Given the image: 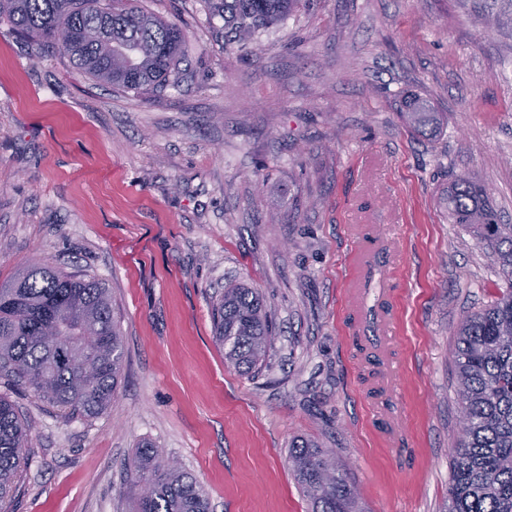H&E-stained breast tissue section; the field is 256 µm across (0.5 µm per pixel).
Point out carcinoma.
<instances>
[{
	"label": "carcinoma",
	"mask_w": 512,
	"mask_h": 512,
	"mask_svg": "<svg viewBox=\"0 0 512 512\" xmlns=\"http://www.w3.org/2000/svg\"><path fill=\"white\" fill-rule=\"evenodd\" d=\"M224 29L248 39L284 20L300 0H207ZM47 50L62 48L75 68L98 83L127 91H158L178 83L185 33L136 0H0V22ZM402 113L417 130L435 133L440 113L412 98ZM448 219L486 245L489 258L512 281V224H501L470 177L448 185ZM224 359L252 370L272 345L262 295L237 285L213 306ZM98 338L89 364L69 358L86 338ZM123 342L102 282L33 263L0 286V376L52 407L96 416L111 403L123 369ZM461 417L448 483V512H512V285L493 304L464 317L453 350ZM29 428L15 404L0 395V510L26 466ZM145 442L139 450L143 487L137 512H209V502L189 474L159 462ZM288 464L311 512H363L328 449L308 440L288 450Z\"/></svg>",
	"instance_id": "obj_1"
}]
</instances>
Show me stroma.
Instances as JSON below:
<instances>
[{"mask_svg": "<svg viewBox=\"0 0 512 512\" xmlns=\"http://www.w3.org/2000/svg\"><path fill=\"white\" fill-rule=\"evenodd\" d=\"M141 4L186 37L179 85L158 92L101 86L0 26V285L33 259L101 279L125 350L97 416L9 390L30 428L9 512H135L144 442L210 512H311L288 465L300 439L333 450L367 512H446L456 331L508 282L444 194L475 177L512 224V0H302L244 43L206 0ZM414 96L447 113L437 134L402 121ZM353 225L402 256L378 258L395 448L345 300ZM240 282L275 322L251 373L213 337Z\"/></svg>", "mask_w": 512, "mask_h": 512, "instance_id": "stroma-1", "label": "stroma"}]
</instances>
